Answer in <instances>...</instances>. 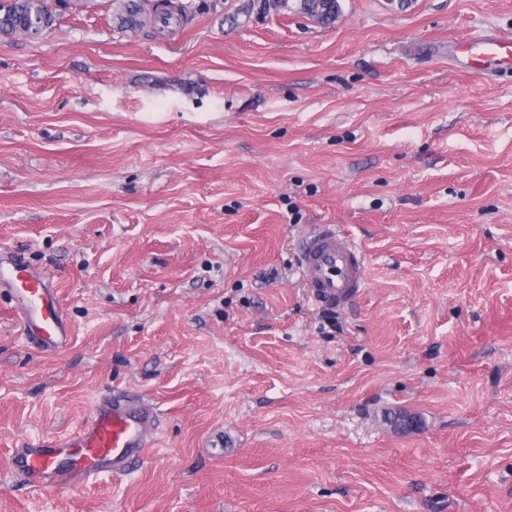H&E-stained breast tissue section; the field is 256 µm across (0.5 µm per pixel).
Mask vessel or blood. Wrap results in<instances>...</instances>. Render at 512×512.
<instances>
[{
  "instance_id": "1",
  "label": "vessel or blood",
  "mask_w": 512,
  "mask_h": 512,
  "mask_svg": "<svg viewBox=\"0 0 512 512\" xmlns=\"http://www.w3.org/2000/svg\"><path fill=\"white\" fill-rule=\"evenodd\" d=\"M480 59L512 70V43L484 39ZM300 268L311 300L321 308L347 305L365 286L363 260L335 225L321 224L300 242ZM0 288L10 289L15 320L31 344L59 351L70 342L69 329L53 276L20 258L0 256ZM157 410L142 396L118 392L99 398L73 435L51 446L12 449L9 470L33 487L83 484L109 473L123 474L144 457L156 429Z\"/></svg>"
}]
</instances>
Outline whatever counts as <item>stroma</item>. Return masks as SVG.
Masks as SVG:
<instances>
[{
	"mask_svg": "<svg viewBox=\"0 0 512 512\" xmlns=\"http://www.w3.org/2000/svg\"><path fill=\"white\" fill-rule=\"evenodd\" d=\"M191 3L0 34V254L53 272L72 336L35 348L0 289V512H512V72L451 55L512 0ZM319 224L364 256L332 325ZM115 390L160 411L129 474L11 475ZM112 2L113 4L119 2L120 13L117 18L120 28L128 30H135L140 24L139 18L144 14L152 17L155 22L159 18L161 22L166 23L173 14L183 17L188 12L182 6L172 2L169 3L168 9H160L159 5L152 6L151 0H113ZM295 8L313 20L328 24L336 18L340 6L338 0H297ZM298 255L309 296L320 308L344 307L365 287L359 251L333 224L305 235Z\"/></svg>",
	"mask_w": 512,
	"mask_h": 512,
	"instance_id": "35a3bbf8",
	"label": "stroma"
}]
</instances>
